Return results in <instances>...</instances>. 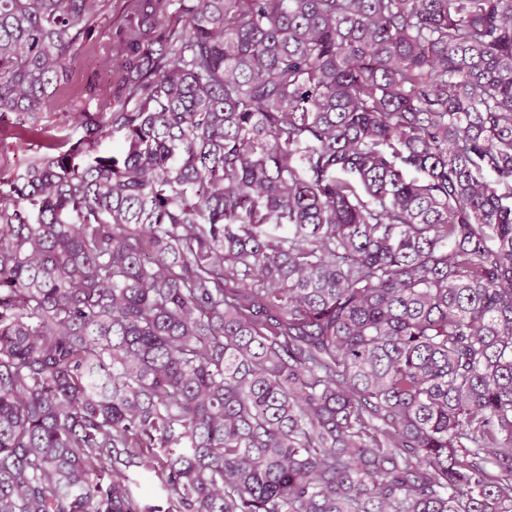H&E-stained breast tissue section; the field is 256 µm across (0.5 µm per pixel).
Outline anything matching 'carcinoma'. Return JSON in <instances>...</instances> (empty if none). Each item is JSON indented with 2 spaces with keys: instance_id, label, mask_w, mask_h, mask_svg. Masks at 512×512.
I'll return each instance as SVG.
<instances>
[{
  "instance_id": "1",
  "label": "carcinoma",
  "mask_w": 512,
  "mask_h": 512,
  "mask_svg": "<svg viewBox=\"0 0 512 512\" xmlns=\"http://www.w3.org/2000/svg\"><path fill=\"white\" fill-rule=\"evenodd\" d=\"M111 4L0 0V117ZM79 95L0 186V512H512V0H133ZM127 474L135 483L134 488L144 504L159 506L161 509L167 507L166 492L162 488L160 479L153 471L131 468Z\"/></svg>"
}]
</instances>
